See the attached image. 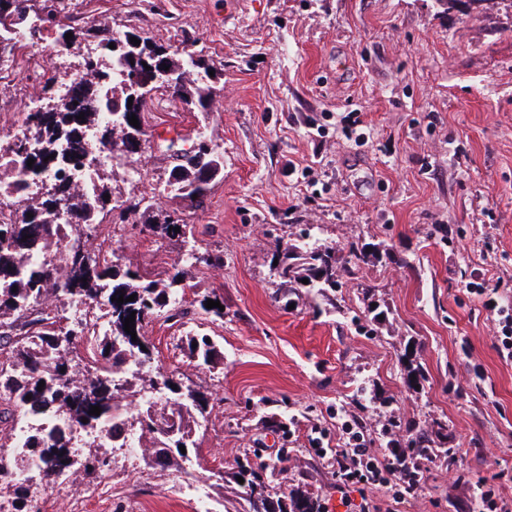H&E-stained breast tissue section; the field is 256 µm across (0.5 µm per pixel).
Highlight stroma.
I'll return each mask as SVG.
<instances>
[{
  "label": "stroma",
  "mask_w": 512,
  "mask_h": 512,
  "mask_svg": "<svg viewBox=\"0 0 512 512\" xmlns=\"http://www.w3.org/2000/svg\"><path fill=\"white\" fill-rule=\"evenodd\" d=\"M67 15L175 47L198 37L223 64L209 114L163 88L144 114L177 148L202 137L222 147L203 208L169 192L158 146L122 190L185 212L198 252L224 263H186L169 241L99 227L146 278L182 270L187 317L151 323L145 337L157 367L216 403L184 472L116 450L108 471L38 491L41 512H246L242 487L214 485L246 455L277 491L360 512L359 493L337 492L336 463L319 451L343 447L348 422L388 459L378 434L391 419L448 426L435 441L447 456L427 463L399 512H483L484 487L512 510V358L484 306L488 293L512 305V14L496 0L468 13L438 0H71ZM25 77H0V127L14 133ZM304 229L339 250L335 306L289 295L274 270ZM353 246L367 256L356 267ZM213 293L224 299L215 323L202 310ZM202 334L220 345L211 367L180 349Z\"/></svg>",
  "instance_id": "stroma-1"
}]
</instances>
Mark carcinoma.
<instances>
[{
    "mask_svg": "<svg viewBox=\"0 0 512 512\" xmlns=\"http://www.w3.org/2000/svg\"><path fill=\"white\" fill-rule=\"evenodd\" d=\"M64 10L63 0H0V57L23 52L24 44L14 33L38 22L62 49L93 39L96 59L112 61L121 72L106 86L102 67L86 61L84 77L71 84L69 93L53 89L59 82L57 75L44 77L43 91L56 96L55 104L42 112L26 113L21 130L41 145V152L33 156L34 164L28 165L19 155L22 144L18 142L0 149V198L7 200L6 207L0 208V347L7 349L0 360V401L10 406V415L39 424L19 445L14 436L16 426L7 425L0 414V482L9 489L4 501L9 512H41L31 486L16 483L14 475L22 469L35 472L48 488L62 475H88L109 467L102 445L93 442L79 455L85 467L72 466L71 457L78 451L77 433H105L116 448L123 447L117 438L138 434L151 442L142 450L145 466L182 468L181 461L188 454L181 453L179 447L187 451L196 447L192 424L195 415L207 412L211 400L175 373L154 366L153 345L144 333L154 320L176 324L188 315L182 308L185 290L180 272L170 274L164 282L147 280L133 264L116 259V252L92 246L89 237L103 220L123 224L133 215L139 233L186 244L192 225L183 218L172 220V215L145 196L114 203L112 181L118 172L128 177L138 172L137 159L126 156L127 141L133 134L145 142L152 137L144 128L150 93L131 98L123 74L152 63L157 56L172 73L168 89L193 111L207 113L213 107L212 88L205 84L189 88L187 76L200 68L212 70L214 65L194 50L196 38H188L174 49L132 31L74 27L65 22ZM68 33L73 34L70 40L65 39ZM133 37L140 43L131 42ZM133 115L139 121L137 128L129 124ZM107 129L112 132L108 140L112 163L89 171L91 195L86 199L75 194L65 169L87 156L90 141L86 132ZM168 158L167 186L187 201V208H200L223 169V155L211 146L209 160L216 167L207 178L194 158L180 162L174 152L168 153ZM47 169L55 172L60 185H51L41 196H29V183ZM59 201L68 207L74 223H57ZM283 252L278 275L288 284V293L305 285L311 296L333 302L336 289L342 287L336 247L302 242L286 246ZM304 279L308 283H302ZM131 295L134 301H126ZM119 296L125 302L113 301ZM51 298L79 306L78 315L65 316V309L50 303ZM132 313L134 339L123 326ZM80 349L86 356L83 366L77 368L72 365V354ZM216 355L211 337H190L187 356L198 365H209ZM42 381L45 385L41 388ZM93 406L100 407V415L89 414ZM158 416L171 419L167 430L155 427ZM434 436L448 437V425L436 419L428 428L412 431L406 448L426 459L447 454L446 448L432 447ZM232 476L242 477L244 486L258 498H273L274 512H320L317 502L298 488L271 492L247 456L238 461Z\"/></svg>",
    "mask_w": 512,
    "mask_h": 512,
    "instance_id": "cac0c4a2",
    "label": "carcinoma"
}]
</instances>
